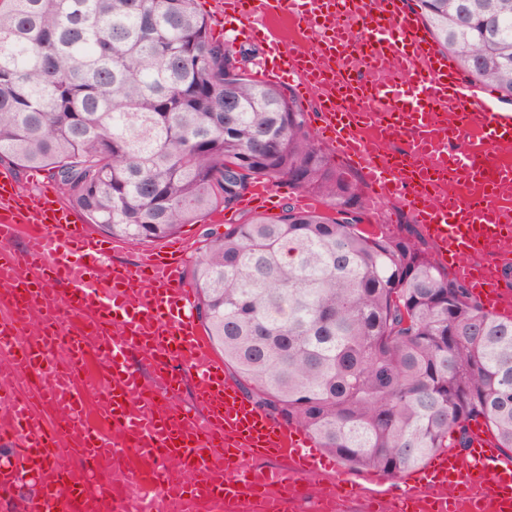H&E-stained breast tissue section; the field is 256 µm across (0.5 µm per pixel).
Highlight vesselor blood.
I'll list each match as a JSON object with an SVG mask.
<instances>
[{"label": "vessel or blood", "mask_w": 512, "mask_h": 512, "mask_svg": "<svg viewBox=\"0 0 512 512\" xmlns=\"http://www.w3.org/2000/svg\"><path fill=\"white\" fill-rule=\"evenodd\" d=\"M220 18L261 23L272 67L265 80L294 83L314 95L321 136L363 169L377 196L404 200L414 220L457 275L501 306L496 266L461 263L463 254L512 249V163L498 149L512 145V113L458 80L403 0H215ZM292 22L314 50L284 40L273 24ZM406 84L388 78L390 68ZM470 146L450 150L461 132ZM399 141L397 151L381 146ZM23 238L24 249L12 244ZM110 242L95 238L57 195L21 190L0 170V498L23 484L39 487L32 512H72L89 488L111 487L113 512H192L208 501L218 512H324L342 476L336 460L302 428L277 420L244 397L224 374L196 322L183 288V256L147 255L135 267L106 266ZM139 356L133 365L131 356ZM98 373L99 416L86 408L76 375ZM194 402L172 403L185 377ZM76 435L64 445V431ZM222 449L224 478L208 454ZM108 456L110 472L91 460ZM69 458L70 467L57 464ZM260 457L287 468L259 467ZM322 474L325 491L303 482ZM512 512V457L483 428L466 449L446 448L407 472L390 491L389 512Z\"/></svg>", "instance_id": "b4317fda"}]
</instances>
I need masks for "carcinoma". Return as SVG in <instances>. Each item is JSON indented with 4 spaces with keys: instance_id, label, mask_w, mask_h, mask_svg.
<instances>
[{
    "instance_id": "cac0c4a2",
    "label": "carcinoma",
    "mask_w": 512,
    "mask_h": 512,
    "mask_svg": "<svg viewBox=\"0 0 512 512\" xmlns=\"http://www.w3.org/2000/svg\"><path fill=\"white\" fill-rule=\"evenodd\" d=\"M438 45L512 99V0H416ZM195 0H0V161L45 170L118 239L154 242L258 184L288 205L205 233L196 308L262 410L347 470L398 475L482 421L512 450V319L488 311L416 225L368 230L361 177L297 93L243 68Z\"/></svg>"
}]
</instances>
